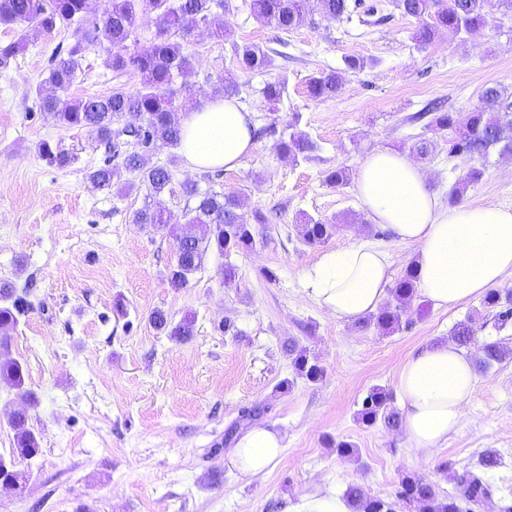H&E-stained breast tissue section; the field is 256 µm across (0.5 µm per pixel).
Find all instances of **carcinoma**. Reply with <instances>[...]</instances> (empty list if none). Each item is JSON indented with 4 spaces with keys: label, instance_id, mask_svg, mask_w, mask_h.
<instances>
[{
    "label": "carcinoma",
    "instance_id": "obj_1",
    "mask_svg": "<svg viewBox=\"0 0 512 512\" xmlns=\"http://www.w3.org/2000/svg\"><path fill=\"white\" fill-rule=\"evenodd\" d=\"M94 0H0V27L19 32L16 39L0 43V69H6L27 48V32L35 30L50 34L58 29L72 30V41L67 46V57L61 59L48 77L36 89L40 110L63 127L84 128L99 144L112 143V151L104 165L88 172L90 183L107 193L127 194L145 190L144 203L133 215L135 224H150L166 229L176 243L177 259L170 268L167 280L175 289L184 288L190 277L201 270L204 258L210 252L227 257L232 253H246L256 247L252 225L238 213L242 202L235 195L210 189L202 190L197 183L183 187L187 197L186 223L202 229L191 236L184 235L182 224L171 223V217L154 207V201L170 190L172 174L164 166L148 167L144 153H132L133 144L152 146L162 142L176 148L181 140V107L175 103L173 86L176 79L193 70L194 54L186 44L194 27L202 23L215 38L226 34L223 19L213 11L219 0H109L110 7L101 18H91ZM362 6L361 0H250V9L257 20L273 24L282 30L301 26L313 9H319L331 19L351 18ZM394 6L403 14L419 20L414 33L421 45L432 42L442 29L453 30L471 37L479 34L493 12L512 14V0H394ZM151 13L157 27L153 44L143 51H132L131 39L137 13ZM104 48V66L112 71H132L140 80L133 92L114 90L104 96L66 99L62 96L73 83L80 60L91 46ZM238 68L243 71L268 70L274 66L269 52L254 44H244L236 52ZM339 71L324 72L310 82V94L320 100L336 96L341 87ZM225 99L239 94V84L228 73L215 87ZM504 89L495 84L482 91L480 104L468 112H434L430 125L450 131L448 154L469 158H484L489 150L497 149L512 155V134L504 128L500 111L506 105ZM276 149L284 157L307 158L317 150V144L299 128V116L288 122L286 132L280 134ZM42 160L50 167L64 168L72 156L43 142L39 146ZM482 177L479 168L463 173L449 191V199L460 200L467 188ZM339 225L307 217L300 225L305 243L318 246L330 239ZM417 276L410 267L390 290L391 300L371 314L364 325L393 332L400 328L403 315L416 297ZM483 306L491 311L497 323L504 327L512 322V292L496 289L487 292ZM32 305L26 294H20L7 283L0 284V382L17 390L29 402L33 394L24 387L23 364L13 356L11 336ZM154 329L169 336L186 338L193 335L194 320L185 318L173 326L161 311L150 317ZM453 336L460 346L469 345L474 338L471 323L456 324ZM299 376L311 382L322 378L319 365L309 362L304 351L289 349ZM505 351L494 342L482 347V356L476 367L484 372L493 363L502 361ZM391 396L381 387L373 388L362 402L359 418L368 425L378 422L389 428L399 424V418L390 410ZM14 432L12 460L0 463V479H11L25 488L29 475L18 468L16 460H28L41 451L40 439L28 422L24 409L16 410L8 420ZM456 494L441 501L432 483L416 476L401 481L399 497L415 512H461L457 500L477 504L488 498L491 486L480 475L466 471L453 476ZM347 502L357 512H392L385 503L371 499L357 486L345 492Z\"/></svg>",
    "mask_w": 512,
    "mask_h": 512
}]
</instances>
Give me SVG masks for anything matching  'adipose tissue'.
I'll use <instances>...</instances> for the list:
<instances>
[{
	"instance_id": "1",
	"label": "adipose tissue",
	"mask_w": 512,
	"mask_h": 512,
	"mask_svg": "<svg viewBox=\"0 0 512 512\" xmlns=\"http://www.w3.org/2000/svg\"><path fill=\"white\" fill-rule=\"evenodd\" d=\"M181 125L180 152L194 170L237 169L254 147L252 117L231 100L210 101L183 113ZM355 182L371 220L397 240L416 244L417 285L434 307L454 308L502 286L512 275V208L443 205L422 170L389 148L373 150ZM390 266V255L374 245L330 251L303 273L304 291L336 319L354 320L383 304ZM475 392L472 361L455 343L412 353L397 383L411 446L427 450L447 442ZM283 450L276 433L255 427L226 457L243 474L257 476L274 468Z\"/></svg>"
}]
</instances>
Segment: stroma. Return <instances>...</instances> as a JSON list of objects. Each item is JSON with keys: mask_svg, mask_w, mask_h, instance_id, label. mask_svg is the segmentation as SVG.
<instances>
[{"mask_svg": "<svg viewBox=\"0 0 512 512\" xmlns=\"http://www.w3.org/2000/svg\"><path fill=\"white\" fill-rule=\"evenodd\" d=\"M374 15L333 20L313 11L284 31L257 21L249 0H223L220 16L230 35L219 40L205 28L189 38L196 64L176 100L195 108L213 97L218 81L234 74L238 106L252 113L255 147L241 166L213 172L190 169L169 146L145 154L147 166H170L171 190L155 205L182 221L187 199L181 185L232 193L245 220L255 224L252 252L224 258L208 254L182 289L167 274L176 259L165 232L133 223L143 205L139 191L116 196L87 180L102 165L103 151L87 130L55 124L39 109L35 92L66 54L71 32L31 33L27 49L0 72V282L27 291L32 309L12 339L26 366L25 386L36 402L23 407L14 389L0 384V456L10 457L14 433L9 414L26 408L41 452L23 461L30 479L23 491L0 487V512H297L322 497L343 498L360 486L393 512H410L399 498L405 476L436 486L439 498L454 493L448 470L482 473L491 496L466 503L462 512H512V324L499 327L481 298L452 310L417 297L399 331L341 321L307 296L302 270L329 251L370 242L392 257L391 276L411 266L414 245L393 239L373 224L355 182L326 183L338 168L356 173L374 149L412 154L419 139L433 143L428 156H413L440 198L470 167L482 177L466 203L512 207V157L492 151L468 159L448 154V132L413 122L429 103L449 112L478 105L487 86L512 96V16L467 40L441 30L431 44L413 38L416 18L392 0ZM256 44L275 55L270 70L242 71L236 48ZM363 68L345 70L344 60ZM93 46L79 63L68 97L86 98L139 80L103 64ZM342 70L343 85L330 100L309 96L311 78ZM285 92L272 105L262 94L270 82ZM317 142L309 158L291 161L276 151L278 132L292 116ZM73 156L66 168L48 166L41 142ZM338 224L327 243L312 247L299 232L302 215ZM236 279L224 283V266ZM173 322L195 320L185 340L157 332L154 311ZM472 320L467 348L478 358L484 343H498L503 361L476 375V393L447 443L424 451L411 447L403 428L365 425L358 418L372 388L395 391L399 370L416 349L451 340L457 323ZM232 323L235 334L222 331ZM306 349L323 370L315 383L296 376L289 346ZM260 408L254 422L247 408ZM280 432L285 449L267 474L247 477L225 457L251 425ZM357 454L338 455L336 442ZM499 464L481 469L485 452Z\"/></svg>", "mask_w": 512, "mask_h": 512, "instance_id": "35a3bbf8", "label": "stroma"}]
</instances>
